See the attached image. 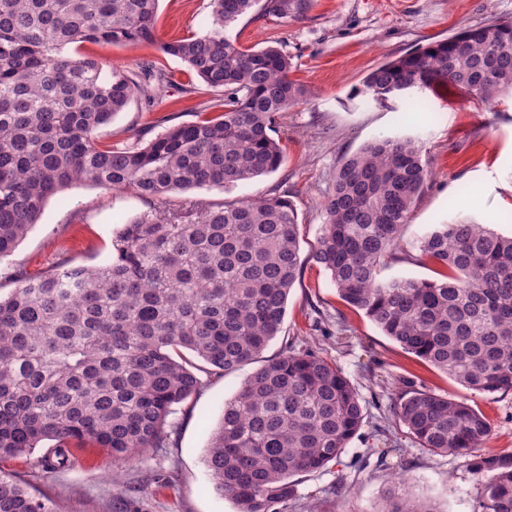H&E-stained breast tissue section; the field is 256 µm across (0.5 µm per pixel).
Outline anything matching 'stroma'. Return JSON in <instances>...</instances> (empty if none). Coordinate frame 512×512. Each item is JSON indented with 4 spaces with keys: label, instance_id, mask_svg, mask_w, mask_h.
<instances>
[{
    "label": "stroma",
    "instance_id": "1",
    "mask_svg": "<svg viewBox=\"0 0 512 512\" xmlns=\"http://www.w3.org/2000/svg\"><path fill=\"white\" fill-rule=\"evenodd\" d=\"M492 18L512 19V0H312L301 17L279 20L249 14L227 31L244 49L277 41L292 59V79L312 96L281 113L275 137L286 150L275 173L238 185L231 192L194 189L189 195L219 205L227 199L284 196L297 212L300 249L309 254L323 222V204L337 166L379 137H417L433 176L417 201L403 245L414 243L432 225L466 219L512 235V102L488 105L464 88L448 84L380 105L355 90L382 62L448 38ZM211 25L210 0H159L157 34L162 40L204 34ZM80 53L129 69L153 62L171 76L155 90V105L129 103L101 128V140L134 141L150 115L195 121V111L216 94L179 59L149 44L80 46ZM132 191L74 184L51 198L38 224L9 256L0 258V294L16 288L19 271H48L58 258L97 265L111 253L112 233L148 212ZM311 348L337 364L355 384L367 408L364 425L326 470L295 476V493L276 512H378L399 475L407 491L432 500L440 512H478L479 485L465 458L435 454L407 434L391 409L402 378L415 386L471 404L488 419L491 432L485 456L512 455V393L485 395L465 388L384 336L363 313L343 302L328 273L306 263L292 289L282 329L259 360L224 375L205 377L199 392L168 418V444L139 459L113 464L102 448L76 451L70 465L34 472L44 456L8 462L26 479L31 492L53 498L62 512H236L233 501L217 492L204 464L211 432L249 374L277 357L286 345ZM400 448L406 461L398 470L370 460L351 469L353 456L384 445Z\"/></svg>",
    "mask_w": 512,
    "mask_h": 512
}]
</instances>
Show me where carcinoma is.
Wrapping results in <instances>:
<instances>
[{
    "mask_svg": "<svg viewBox=\"0 0 512 512\" xmlns=\"http://www.w3.org/2000/svg\"><path fill=\"white\" fill-rule=\"evenodd\" d=\"M159 0H0V258L40 221L50 198L76 183L130 189L150 210L112 235L103 264L63 260L23 276L0 297V462L54 442L53 469L72 449L108 448L124 463L166 445L168 417L202 386L254 360L281 331L301 276L296 210L283 197L213 206L171 195L229 192L285 161L269 135L278 114L311 91L290 78L277 46L243 50L226 29L259 8L297 18L311 0H211L203 35L156 36ZM154 43L223 97L198 119L150 140L101 143L97 130L136 97L155 104L154 65L138 72L65 49ZM454 84L495 104L512 96V20L493 18L373 68L356 94L379 104L413 88ZM432 177L411 136L372 140L336 168L310 254L338 295L410 353L482 394L512 392V236L470 222L438 224L407 260L439 280L380 278ZM405 389L398 420L421 447L472 456L489 437L464 401ZM350 378L311 349L290 345L224 401L204 459L237 512H271L291 478L327 469L364 425ZM481 512H512V457H481ZM0 469V512H60ZM378 512H439L389 490Z\"/></svg>",
    "mask_w": 512,
    "mask_h": 512,
    "instance_id": "carcinoma-1",
    "label": "carcinoma"
}]
</instances>
